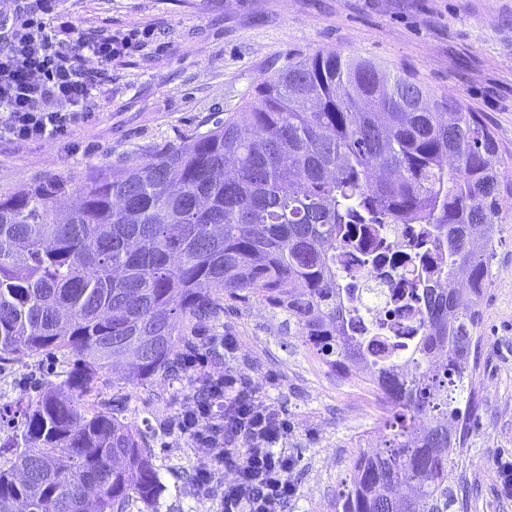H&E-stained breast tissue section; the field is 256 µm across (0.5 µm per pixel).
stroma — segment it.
I'll return each instance as SVG.
<instances>
[{
	"instance_id": "35a3bbf8",
	"label": "stroma",
	"mask_w": 512,
	"mask_h": 512,
	"mask_svg": "<svg viewBox=\"0 0 512 512\" xmlns=\"http://www.w3.org/2000/svg\"><path fill=\"white\" fill-rule=\"evenodd\" d=\"M65 7L85 37L143 28L153 36L109 63L85 61L97 77L91 124L42 143L0 142L2 196L46 176L78 179L98 167L142 164L163 144L243 111L264 78L321 51L368 58L413 75L433 94L453 93L512 150V0H65ZM492 271L480 306L479 407L454 458L469 512H512L496 468L512 459V223L500 227ZM197 333L234 337L235 365L288 418L297 494L284 512H336L354 460L383 439L389 412L376 392L321 364L285 315L262 303ZM66 369L45 354L0 363V406L63 384ZM115 396L147 435L162 484L156 503L138 504V512H221L233 469L211 465L167 425L192 408L188 391L171 388L160 403L148 381L134 380L103 388V400ZM209 466L214 483L192 487L187 473Z\"/></svg>"
}]
</instances>
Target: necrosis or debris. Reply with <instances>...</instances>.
I'll return each instance as SVG.
<instances>
[{
	"label": "necrosis or debris",
	"instance_id": "obj_1",
	"mask_svg": "<svg viewBox=\"0 0 512 512\" xmlns=\"http://www.w3.org/2000/svg\"><path fill=\"white\" fill-rule=\"evenodd\" d=\"M383 240L391 263L377 268L365 267L360 263L359 254L343 248L336 261V273L354 285V303L367 323L383 327L388 335L409 345L419 333L420 315L416 309L402 307L400 300L417 280L420 267L415 262L416 255L432 254L445 278H454L455 272L449 267L446 256L436 254L433 246L422 239L415 225H386Z\"/></svg>",
	"mask_w": 512,
	"mask_h": 512
}]
</instances>
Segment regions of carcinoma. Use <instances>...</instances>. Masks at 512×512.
Wrapping results in <instances>:
<instances>
[{
  "label": "carcinoma",
  "mask_w": 512,
  "mask_h": 512,
  "mask_svg": "<svg viewBox=\"0 0 512 512\" xmlns=\"http://www.w3.org/2000/svg\"><path fill=\"white\" fill-rule=\"evenodd\" d=\"M71 211L59 207L72 192ZM505 149L453 94L364 58L318 52L260 82L248 111L168 143L136 168L47 178L0 197V362L73 354L65 380L10 405L0 439V512H130L161 492L114 367L166 400L197 352L189 332L251 301L288 316L325 366L368 383L394 430L364 452L339 512H467L453 456L476 408L470 365L502 198ZM418 224L465 286L412 290L421 336L401 356L355 317L336 276L352 225ZM468 394L465 408L458 397Z\"/></svg>",
  "instance_id": "obj_1"
}]
</instances>
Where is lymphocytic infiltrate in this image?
I'll use <instances>...</instances> for the list:
<instances>
[{"mask_svg":"<svg viewBox=\"0 0 512 512\" xmlns=\"http://www.w3.org/2000/svg\"><path fill=\"white\" fill-rule=\"evenodd\" d=\"M0 18L9 21L0 36V140L46 141L90 124L96 118L89 72L70 52L74 29L64 0H0ZM141 29L79 43L83 56L104 63L147 42ZM234 397L219 390L182 413L177 429L210 459L230 466L235 478L224 486L223 512H283L297 493L286 474L295 461L268 452L288 437V422L274 417L265 402L225 415ZM249 441L248 452L226 447L231 437Z\"/></svg>","mask_w":512,"mask_h":512,"instance_id":"lymphocytic-infiltrate-1","label":"lymphocytic infiltrate"}]
</instances>
